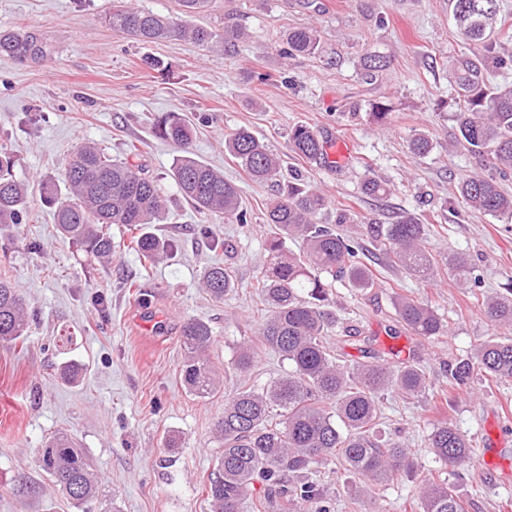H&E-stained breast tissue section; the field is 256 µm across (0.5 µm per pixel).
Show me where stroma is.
<instances>
[{
	"mask_svg": "<svg viewBox=\"0 0 512 512\" xmlns=\"http://www.w3.org/2000/svg\"><path fill=\"white\" fill-rule=\"evenodd\" d=\"M111 10L112 0H0V29L31 32L46 46L36 63L0 58V145L14 154L30 201L27 223L0 229V275L19 289L29 316L22 340L0 344V512H77L38 463L39 448L59 432L84 448L99 479L90 512H211L205 486L221 453L215 426L225 401L286 369L259 344L265 311L254 286L273 234L263 214L277 187L254 183L225 153V135L241 127L282 158L283 179L323 193L328 206L320 223L334 224L345 208L358 217L343 230L367 250L374 286L359 292L337 284L342 325L328 337L332 350L343 361H366L392 348L421 357L429 375L432 387L422 397L381 398L375 439L403 441L436 481L456 487L466 512H512V483L490 474L483 448L487 439L505 437L497 466L512 470V380L454 389L446 375L449 363L500 334L475 297L512 282V222L455 202L458 182L491 172L494 160L458 136L448 78L458 34L448 0H212L199 24L220 34L229 19L247 33L213 48L136 41L106 24ZM300 26L318 30L319 54L280 57L285 32ZM369 50L390 60L371 81L359 66ZM148 59L158 68L145 67ZM373 100L389 104L386 124L369 116ZM170 112L195 124V158L239 187L251 223L199 211L179 193L171 172L180 151L153 130ZM300 124L328 141V162L292 152L290 131ZM419 132L433 142L421 158L408 148ZM86 142L116 159L137 152L158 180L167 208L150 230L173 242L169 255L143 262L129 247L130 230L116 224L112 260L102 263L56 232L38 184L64 181L71 153ZM368 175L388 183L386 197L362 192ZM405 210L420 214L438 261L426 283L406 275L359 223L367 217L390 224ZM454 252L467 256L479 284L462 283L448 269L444 260ZM214 264L235 280L220 302L201 286ZM128 280L139 283L138 292L125 288ZM398 293L427 301L447 335L418 343L396 320ZM190 318L212 328L210 358L223 375L206 398L190 392L179 372V329ZM242 343L257 352L245 374L230 363ZM70 363L84 368L78 381L61 376ZM440 421L470 439L474 463L465 477L436 461L428 446ZM317 478L331 512H416L412 473L399 472L369 494L340 460Z\"/></svg>",
	"mask_w": 512,
	"mask_h": 512,
	"instance_id": "35a3bbf8",
	"label": "stroma"
}]
</instances>
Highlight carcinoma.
Segmentation results:
<instances>
[{"label":"carcinoma","mask_w":512,"mask_h":512,"mask_svg":"<svg viewBox=\"0 0 512 512\" xmlns=\"http://www.w3.org/2000/svg\"><path fill=\"white\" fill-rule=\"evenodd\" d=\"M210 0H181L184 19L140 10L112 2L109 25L142 42L170 38L210 46L216 34L188 19L205 11ZM451 15L464 52L452 63L457 94L458 131L475 153L493 155L500 171L512 170V84L489 86L485 73L512 69V59L496 52L495 34L500 24L499 0H449ZM320 35L312 27L288 32L279 55H312L319 51ZM45 56L37 37L21 30L0 31V57L20 64ZM366 75L387 66L377 51L362 59ZM194 126L175 112L155 125L158 138L175 144L182 155L173 168L175 183L194 206L222 215L238 224L248 223L239 188L224 174L191 156ZM292 151L308 161L327 157V142L306 125L292 128ZM224 149L237 159L257 183L279 175L280 159L252 132L241 128L224 140ZM410 151L424 156L431 150L425 134L409 140ZM68 196L51 179L39 184L44 201L54 207L59 234L103 261L112 260L115 242L109 228L123 224L138 230L131 249L155 261L173 248L172 242L144 230L163 214L165 199L157 180L132 161L117 160L94 143L81 145L65 168ZM362 192L373 198L389 193L387 183L374 177L362 182ZM461 201L473 211L512 218V194L500 186L494 174L473 175L458 186ZM326 207V198L316 189L288 182L266 207V223L274 227L268 247L269 262L257 279L259 296L267 303V316L259 329L261 344L288 362V371L266 386L244 388L224 403L217 433L224 441L217 472L208 485L213 512H239L250 485L259 481L267 494L282 503L296 502L302 512H331L330 503L314 475L340 457L347 471L367 488L388 482L394 473L406 470L420 483V512H465L451 487L436 482L409 456L399 441L378 444L373 432L380 416L379 398L385 392L403 398L416 397L429 388L426 374L413 362L391 365L385 359L337 363L325 345L339 318L332 309V284L346 281L353 288L373 286L356 241L335 228L315 222ZM29 217L28 188L14 174V160L0 149V224H25ZM367 233L389 244L387 254L409 275L427 282L434 276V258L427 248L426 229L418 215L400 214L392 224L365 221ZM301 243L297 253L284 248L286 240ZM202 287L214 300L234 288L230 272L215 265L206 270ZM485 313L498 328L512 331V283L505 295L484 304ZM395 311L400 323L421 342L446 333L443 319L425 301L398 295ZM27 313L19 290L0 278V344L15 343L24 336ZM184 356L180 366L184 385L200 397L213 394L219 385L210 360L213 331L203 321L188 320L180 327ZM252 347L238 346L231 365L240 372L251 370ZM496 380H512V338L479 344L474 355L448 365V379L458 388L467 387L476 374ZM428 445L446 466L464 467L471 460L470 441L460 429L434 425ZM41 470L77 506L98 498V481L84 449L71 436L61 433L39 449Z\"/></svg>","instance_id":"cac0c4a2"}]
</instances>
